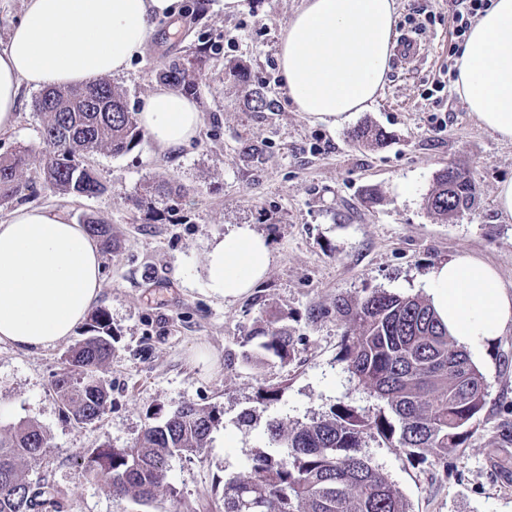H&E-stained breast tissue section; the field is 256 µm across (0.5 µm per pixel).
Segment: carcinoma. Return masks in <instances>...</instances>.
I'll list each match as a JSON object with an SVG mask.
<instances>
[{
	"mask_svg": "<svg viewBox=\"0 0 512 512\" xmlns=\"http://www.w3.org/2000/svg\"><path fill=\"white\" fill-rule=\"evenodd\" d=\"M211 46L198 41L192 57L172 59L156 72L178 91L196 92ZM43 119L49 150L32 155L19 150L0 156V204L32 185L24 174L34 165L43 188L59 194L94 197L105 186L78 158L108 151L119 156L144 132L118 87L106 78L90 86L43 91L34 100ZM351 139L378 145L384 133L363 125ZM187 189L171 180L145 181L135 205L155 218L179 208ZM476 183L461 170H440L425 199L435 214L452 218L470 209ZM104 252L115 243L107 225L83 220ZM346 321L343 359L350 377L385 404L371 418L341 404L331 414L308 422L274 418L266 426L269 450L259 451L241 471L224 479V512H411L393 481L360 453L366 437L379 436L404 450L419 465L436 466L448 453L465 448L487 397L485 378L469 354L448 335L428 301L416 296L374 292L356 301L336 299ZM90 336L63 354L66 369L53 391L67 416L89 425L105 412L109 393L97 375L112 356L109 320L102 310L90 315ZM294 349L292 337L270 325L261 332L252 357L259 363L284 362ZM221 422L215 408L184 404L161 422L147 425L132 448H93L83 455L86 471L110 488L120 501L150 506L167 499L180 502L170 482V462L202 453ZM47 434L35 424L0 429V512H62L63 492L30 471L45 463Z\"/></svg>",
	"mask_w": 512,
	"mask_h": 512,
	"instance_id": "obj_1",
	"label": "carcinoma"
}]
</instances>
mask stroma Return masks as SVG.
<instances>
[{
    "label": "stroma",
    "mask_w": 512,
    "mask_h": 512,
    "mask_svg": "<svg viewBox=\"0 0 512 512\" xmlns=\"http://www.w3.org/2000/svg\"><path fill=\"white\" fill-rule=\"evenodd\" d=\"M302 0H180L178 15L156 18L142 57L115 76L131 109L158 85L155 72L189 53L198 37L215 50L199 80L195 101L203 115L196 140L160 150L142 139L127 153L85 157L106 187L87 198L38 191L27 205L66 209L73 221L106 222L117 246L102 257L96 306L112 327V356L99 370L109 390L107 408L92 425L65 416L52 390L68 345L87 335L79 325L68 343L22 351L0 343V427L33 422L49 437L42 474L65 494V512H138L112 498L88 476L87 449L133 446L145 426L186 403L218 408L207 448L176 458L169 478L180 512H223L225 475L266 449L273 417L306 421L339 403L376 416L383 405L351 381L341 359L345 331L339 298L360 299L385 290L425 296L429 270L460 252L493 266L512 291V218L496 204L499 182L512 178V143L482 128L455 89L452 64L454 0H398L396 35L418 31L419 58H390L386 85L375 104L331 127L294 110L279 80L277 48ZM249 67L241 84L225 73ZM443 88H436L437 79ZM263 89L272 110L250 111L248 91ZM35 90L22 88L15 125L0 132V155L45 151ZM370 123L387 134L368 147L351 140ZM258 144L265 161L253 163L244 144ZM469 169L474 207L452 220L430 213L424 199L439 170ZM172 179L188 193L177 214L145 223L131 199L149 178ZM251 225L269 242L266 275L236 298L214 296L206 286L209 243L229 227ZM294 338L286 362L246 361L249 334L270 315ZM472 360L488 383L486 404L468 447L447 465L407 460L381 438L363 453L389 475L413 512H512V329ZM276 389V399L266 397ZM249 425L236 426L242 413Z\"/></svg>",
    "instance_id": "stroma-1"
}]
</instances>
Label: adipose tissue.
Wrapping results in <instances>:
<instances>
[{
  "mask_svg": "<svg viewBox=\"0 0 512 512\" xmlns=\"http://www.w3.org/2000/svg\"><path fill=\"white\" fill-rule=\"evenodd\" d=\"M175 0H28L0 50V131L12 128L20 90L89 85L122 74L141 56L154 17ZM397 0H304L277 57L295 111L329 126L376 101L387 77ZM456 91L479 123L512 142V0H492L458 48ZM139 122L164 150L199 134L197 104L170 89L144 99ZM266 238L239 224L206 253L210 291L238 296L265 276ZM102 256L84 226L61 210L20 207L0 223V343L40 350L67 340L102 287ZM427 296L450 336L477 352L512 327V293L467 253L434 266Z\"/></svg>",
  "mask_w": 512,
  "mask_h": 512,
  "instance_id": "1",
  "label": "adipose tissue"
}]
</instances>
